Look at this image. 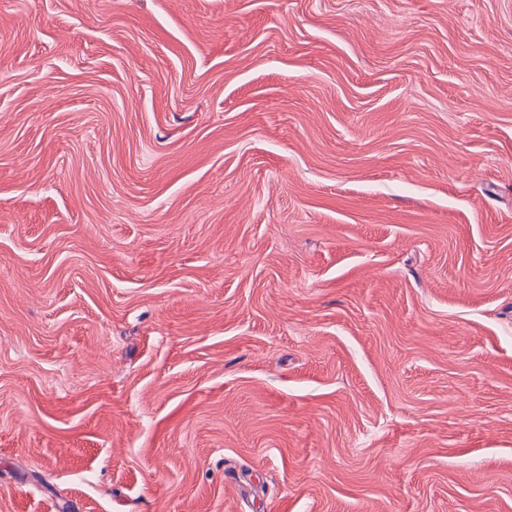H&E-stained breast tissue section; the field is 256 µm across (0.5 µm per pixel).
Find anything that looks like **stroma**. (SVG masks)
I'll list each match as a JSON object with an SVG mask.
<instances>
[{
	"label": "stroma",
	"mask_w": 512,
	"mask_h": 512,
	"mask_svg": "<svg viewBox=\"0 0 512 512\" xmlns=\"http://www.w3.org/2000/svg\"><path fill=\"white\" fill-rule=\"evenodd\" d=\"M0 512H512V0H0Z\"/></svg>",
	"instance_id": "35a3bbf8"
}]
</instances>
